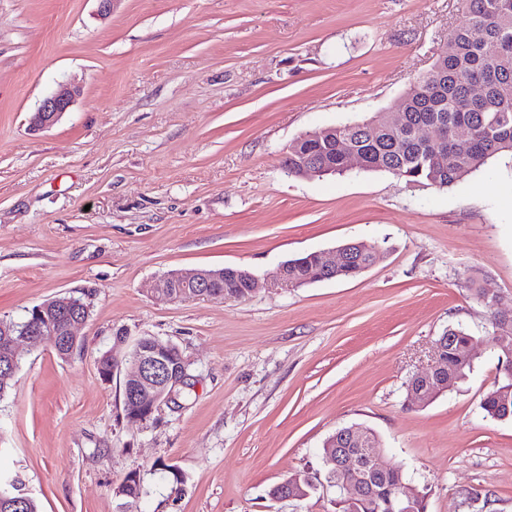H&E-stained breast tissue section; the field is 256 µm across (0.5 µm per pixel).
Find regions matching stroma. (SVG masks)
I'll list each match as a JSON object with an SVG mask.
<instances>
[{"instance_id":"1","label":"stroma","mask_w":512,"mask_h":512,"mask_svg":"<svg viewBox=\"0 0 512 512\" xmlns=\"http://www.w3.org/2000/svg\"><path fill=\"white\" fill-rule=\"evenodd\" d=\"M464 22L459 0H115L106 16L98 0H0V320L68 294L91 306L69 359L20 349L0 477L40 512H334L323 484L301 501L269 492L323 471L324 442L357 425L426 512H512V420L481 408L503 371L491 313L512 312V160L444 191L282 165L302 135L394 110ZM61 83L80 97L31 130ZM349 240L381 248L359 277L276 281ZM222 267L257 288L147 290ZM458 324L472 370L410 405L408 379ZM142 336L175 344L188 379L140 423L123 373L102 380L98 361ZM229 270L224 273V269H199L191 275H183L179 272H170L167 275L156 279L148 285V291L154 297L160 300L172 301L188 297H204L203 289L210 288L211 298H224L226 296L242 297L248 288L252 292L257 284V278L254 274L246 273L248 283L235 272L244 270L240 268L227 267ZM222 276L224 278L220 279ZM220 279L219 281H217ZM217 281V282H215ZM172 286V287H171ZM180 288L177 292L163 293L160 288Z\"/></svg>"}]
</instances>
